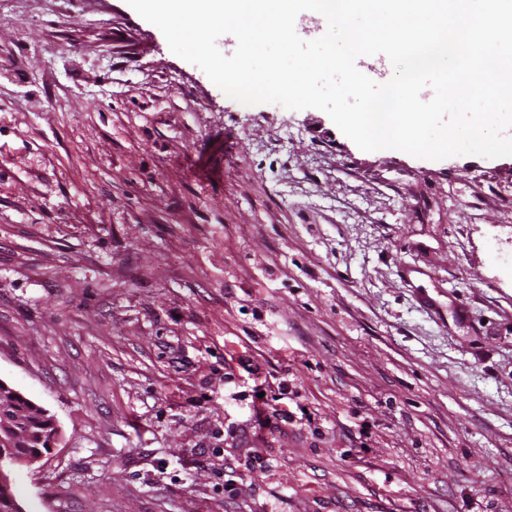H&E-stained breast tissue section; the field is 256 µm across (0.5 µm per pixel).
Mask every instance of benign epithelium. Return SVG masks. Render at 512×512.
<instances>
[{"label":"benign epithelium","instance_id":"benign-epithelium-1","mask_svg":"<svg viewBox=\"0 0 512 512\" xmlns=\"http://www.w3.org/2000/svg\"><path fill=\"white\" fill-rule=\"evenodd\" d=\"M59 434L56 421L46 409L0 379V487L11 488V466L40 461L41 447H53ZM31 446L32 452L16 460L14 449Z\"/></svg>","mask_w":512,"mask_h":512}]
</instances>
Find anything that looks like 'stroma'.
<instances>
[{
  "label": "stroma",
  "mask_w": 512,
  "mask_h": 512,
  "mask_svg": "<svg viewBox=\"0 0 512 512\" xmlns=\"http://www.w3.org/2000/svg\"><path fill=\"white\" fill-rule=\"evenodd\" d=\"M0 379L60 430L23 512H512V156L364 152L126 0H0Z\"/></svg>",
  "instance_id": "1"
}]
</instances>
